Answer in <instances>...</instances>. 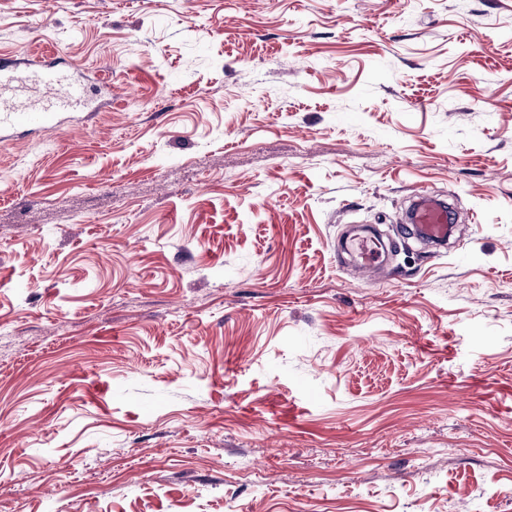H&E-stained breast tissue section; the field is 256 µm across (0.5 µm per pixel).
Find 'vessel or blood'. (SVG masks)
I'll use <instances>...</instances> for the list:
<instances>
[{
	"label": "vessel or blood",
	"mask_w": 512,
	"mask_h": 512,
	"mask_svg": "<svg viewBox=\"0 0 512 512\" xmlns=\"http://www.w3.org/2000/svg\"><path fill=\"white\" fill-rule=\"evenodd\" d=\"M93 99L80 71L60 69L49 63L21 73L0 57V139L46 127H58L63 117L90 109ZM413 230L423 240L443 243L448 239V206L434 196L419 194L409 214ZM350 249L359 267L374 274L387 248L371 236L353 238Z\"/></svg>",
	"instance_id": "b4317fda"
}]
</instances>
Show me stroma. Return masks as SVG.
<instances>
[{
	"mask_svg": "<svg viewBox=\"0 0 512 512\" xmlns=\"http://www.w3.org/2000/svg\"><path fill=\"white\" fill-rule=\"evenodd\" d=\"M45 50L112 100L0 142V512H512V0H0ZM448 206L429 194L421 193L409 214V223L418 237L430 243H444L448 240L450 223ZM360 269L373 275L386 257L387 248L372 236H356L350 243Z\"/></svg>",
	"mask_w": 512,
	"mask_h": 512,
	"instance_id": "obj_1",
	"label": "stroma"
}]
</instances>
